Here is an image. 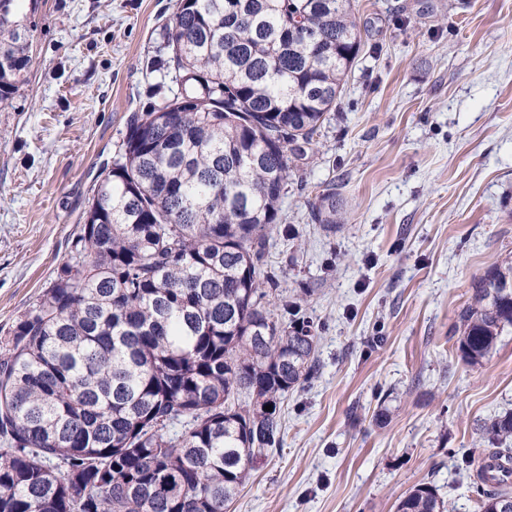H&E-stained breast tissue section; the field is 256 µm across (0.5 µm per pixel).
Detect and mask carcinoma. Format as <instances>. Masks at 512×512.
I'll return each mask as SVG.
<instances>
[{"label":"carcinoma","instance_id":"carcinoma-1","mask_svg":"<svg viewBox=\"0 0 512 512\" xmlns=\"http://www.w3.org/2000/svg\"><path fill=\"white\" fill-rule=\"evenodd\" d=\"M18 2L0 0V108L32 65ZM162 40L151 69L177 90L157 85L130 117L67 260L0 353V512H226L316 368L319 326L286 297L266 307L264 257L360 52L352 0H175ZM325 213L336 223L333 192ZM508 328L512 265L497 264L458 314L461 358L482 362ZM482 431L503 473L473 493L501 512L512 412ZM397 512L448 505L420 483Z\"/></svg>","mask_w":512,"mask_h":512}]
</instances>
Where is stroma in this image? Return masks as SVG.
Here are the masks:
<instances>
[{"mask_svg": "<svg viewBox=\"0 0 512 512\" xmlns=\"http://www.w3.org/2000/svg\"><path fill=\"white\" fill-rule=\"evenodd\" d=\"M175 0H26L35 65L0 110V338L66 261ZM368 32L265 259L320 326L283 441L227 512H396L431 482L479 512L462 452L512 410V331L456 350L473 282L512 261V0H355ZM336 192V221L310 206Z\"/></svg>", "mask_w": 512, "mask_h": 512, "instance_id": "1", "label": "stroma"}]
</instances>
